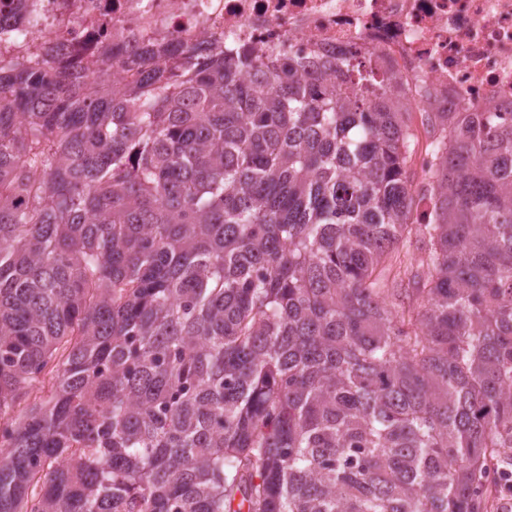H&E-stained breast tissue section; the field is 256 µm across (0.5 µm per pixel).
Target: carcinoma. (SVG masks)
<instances>
[{
	"label": "carcinoma",
	"mask_w": 512,
	"mask_h": 512,
	"mask_svg": "<svg viewBox=\"0 0 512 512\" xmlns=\"http://www.w3.org/2000/svg\"><path fill=\"white\" fill-rule=\"evenodd\" d=\"M115 62L124 89L87 94ZM336 74L365 93L222 44L0 59V512H488L512 114L428 113L449 140L418 196L405 97ZM54 388V380L50 374L42 376L38 381H36L32 388L29 390V394L18 401L10 413V417L17 418L21 415L28 405L34 402H44L48 399Z\"/></svg>",
	"instance_id": "cac0c4a2"
}]
</instances>
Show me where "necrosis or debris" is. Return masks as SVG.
Listing matches in <instances>:
<instances>
[{
  "instance_id": "necrosis-or-debris-1",
  "label": "necrosis or debris",
  "mask_w": 512,
  "mask_h": 512,
  "mask_svg": "<svg viewBox=\"0 0 512 512\" xmlns=\"http://www.w3.org/2000/svg\"><path fill=\"white\" fill-rule=\"evenodd\" d=\"M0 56L55 65L128 42L246 47L307 74L357 53L413 112H512V0H0Z\"/></svg>"
}]
</instances>
